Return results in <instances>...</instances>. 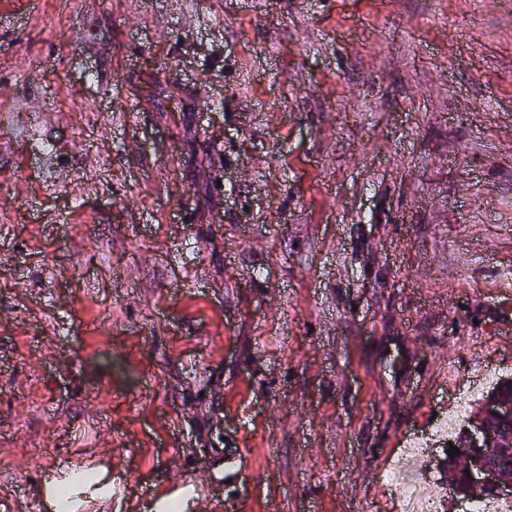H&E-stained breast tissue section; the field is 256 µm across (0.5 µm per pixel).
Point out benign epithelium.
<instances>
[{"mask_svg":"<svg viewBox=\"0 0 512 512\" xmlns=\"http://www.w3.org/2000/svg\"><path fill=\"white\" fill-rule=\"evenodd\" d=\"M492 414L499 419L512 420V399H504L496 393L485 395L482 402L476 405L468 420L461 427L467 434V442L459 448L457 457L468 462L470 472L467 483H459L453 475H448L446 484L451 498L456 501L472 499L474 493L481 489H489L497 496L512 497V473L489 464L470 465L473 449L478 448L487 458H495L512 451V432L494 435L485 427L483 420Z\"/></svg>","mask_w":512,"mask_h":512,"instance_id":"obj_1","label":"benign epithelium"}]
</instances>
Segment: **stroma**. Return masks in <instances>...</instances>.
I'll return each instance as SVG.
<instances>
[{"label": "stroma", "instance_id": "35a3bbf8", "mask_svg": "<svg viewBox=\"0 0 512 512\" xmlns=\"http://www.w3.org/2000/svg\"><path fill=\"white\" fill-rule=\"evenodd\" d=\"M505 265L512 0H0V512H400ZM194 495V489L186 482L170 481L166 494L158 497L154 501L153 511L169 512V504L174 500H188Z\"/></svg>", "mask_w": 512, "mask_h": 512}]
</instances>
